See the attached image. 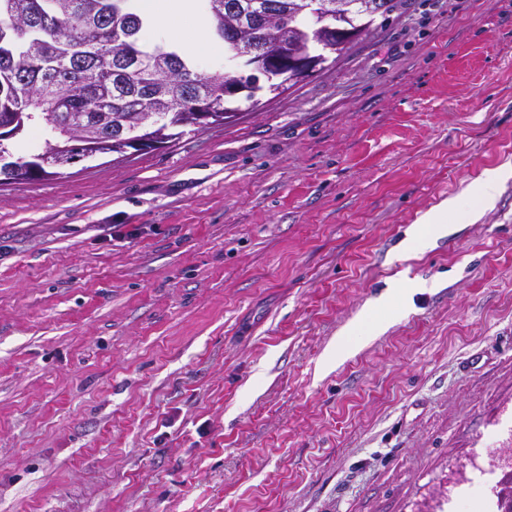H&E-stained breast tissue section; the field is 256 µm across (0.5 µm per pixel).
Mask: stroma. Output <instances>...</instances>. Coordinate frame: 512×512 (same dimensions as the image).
I'll return each instance as SVG.
<instances>
[{"mask_svg": "<svg viewBox=\"0 0 512 512\" xmlns=\"http://www.w3.org/2000/svg\"><path fill=\"white\" fill-rule=\"evenodd\" d=\"M505 165L512 0H394L224 123L0 185V512H449L502 479L512 177L469 189ZM510 175L511 170L489 172L476 185L472 186L473 193L484 203H491L497 195L500 182ZM452 207L451 202H442L438 208L427 216L424 224L419 229V236L426 239L442 233L446 227L448 209Z\"/></svg>", "mask_w": 512, "mask_h": 512, "instance_id": "1", "label": "stroma"}]
</instances>
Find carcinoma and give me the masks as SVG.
I'll use <instances>...</instances> for the list:
<instances>
[{"label":"carcinoma","mask_w":512,"mask_h":512,"mask_svg":"<svg viewBox=\"0 0 512 512\" xmlns=\"http://www.w3.org/2000/svg\"><path fill=\"white\" fill-rule=\"evenodd\" d=\"M210 33L237 49L263 37L271 17L283 21L275 35L288 40L289 57L300 62L326 49L342 53L353 39L339 40L336 18L318 13L313 0H202ZM355 21L372 24L374 15L393 10V0H344ZM87 30L82 43L67 41L70 24ZM148 26L134 0H0V118L11 127L0 130V153H12L29 130L40 127L44 144L34 153L0 166L7 184L32 183V170L58 176L65 164L106 154L125 157L155 149L196 125L194 104L215 109L211 123L224 122V85L230 81L263 90L293 81L288 63L270 69L257 57L237 74L203 75L191 61L160 44L146 46ZM51 28L56 36H46ZM62 96L65 111L34 112L31 98Z\"/></svg>","instance_id":"carcinoma-1"}]
</instances>
